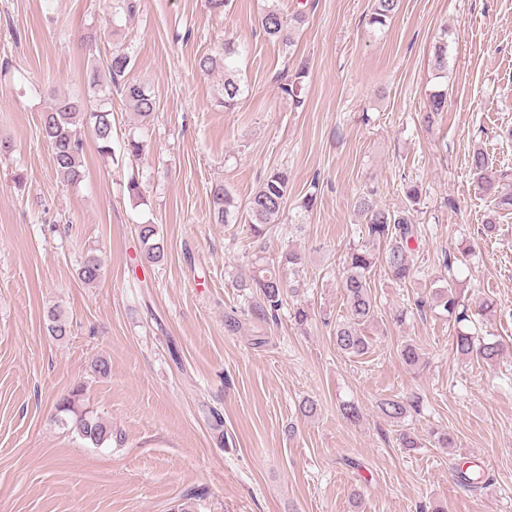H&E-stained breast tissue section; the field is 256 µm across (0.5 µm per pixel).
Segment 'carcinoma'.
<instances>
[{
	"mask_svg": "<svg viewBox=\"0 0 512 512\" xmlns=\"http://www.w3.org/2000/svg\"><path fill=\"white\" fill-rule=\"evenodd\" d=\"M400 0H374L369 23L384 26L398 12ZM304 17L300 14L285 19L275 8H268L261 17V26L265 35L272 41L291 48ZM237 54L230 44H225L224 54L204 55L198 61V67L205 72L217 68L224 70V108L230 109L237 104L241 93L240 78L237 71L230 66V59ZM133 67L130 52L118 47L105 60V65H92L85 71L84 81L96 90L107 83L121 95L126 105L132 109L140 121L148 123L157 109L154 95L140 81L129 77ZM306 77V67H301L280 84L281 92L292 98H298L302 79ZM86 128L101 152L115 153L112 147V110L101 104L88 106L85 102L66 95H60L54 104L42 114L39 128L41 139L51 150L55 170L67 181L81 178L83 140L77 132V126ZM144 141L130 136L123 143L121 158H112V162H133L141 158ZM471 168L477 176V183L482 193L494 197L499 208L512 209V191H505L512 174L504 170L489 167L485 153L476 150L471 156ZM289 177L285 171H274L260 184L251 196L244 212L236 211L234 198L223 185H217L210 191L214 220L218 224L238 222L248 229L252 237L260 238L268 226L275 223L285 207L288 198ZM407 200L405 208L386 210L368 196L357 198L355 207L361 219L365 241L348 253L347 271L342 282L346 314L332 322L323 318L326 325H333V338L336 348L346 356L361 357L372 347L370 337L364 335V325L374 320L377 302L372 294L370 275L376 267L378 257L373 247L384 250L387 271L399 281H406L413 276L414 260L410 243L418 237L417 224L414 223L416 205L420 203L419 187L410 181L403 184ZM137 236L143 248L144 260L152 265L164 261L165 251L160 227L152 222L137 225ZM103 274L101 260L88 255L78 268L79 279L92 285ZM245 288L256 289L260 299L258 311L264 316L276 317L287 295L295 292L289 282L276 270L256 260L250 281L243 284ZM429 306L440 309L453 323L463 326L471 321V309L465 303L460 289L453 278L430 294ZM48 332L57 341L69 336L67 322L62 320L57 309L48 310ZM456 355L486 364L495 362L504 351V345L498 341L476 340L470 333L457 330L453 342ZM420 398L393 396L383 398L378 409L392 423H402L413 412H418ZM57 420L71 429L79 437L95 446H100L112 439V427L87 405L83 399V389L76 388L71 394L57 403ZM454 480L460 486L477 489L484 486L485 479L477 471L467 467L454 469ZM204 493L199 489L185 491L174 512H198V501Z\"/></svg>",
	"mask_w": 512,
	"mask_h": 512,
	"instance_id": "carcinoma-1",
	"label": "carcinoma"
}]
</instances>
